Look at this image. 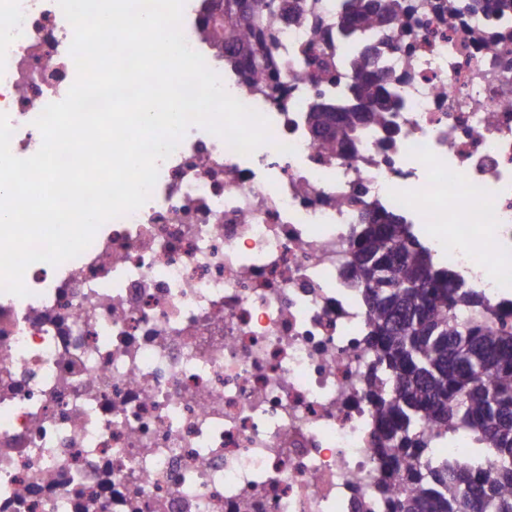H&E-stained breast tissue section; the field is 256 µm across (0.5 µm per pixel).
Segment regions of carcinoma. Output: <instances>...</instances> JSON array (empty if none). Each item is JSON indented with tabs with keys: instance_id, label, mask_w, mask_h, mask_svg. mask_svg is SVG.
I'll return each instance as SVG.
<instances>
[{
	"instance_id": "carcinoma-1",
	"label": "carcinoma",
	"mask_w": 512,
	"mask_h": 512,
	"mask_svg": "<svg viewBox=\"0 0 512 512\" xmlns=\"http://www.w3.org/2000/svg\"><path fill=\"white\" fill-rule=\"evenodd\" d=\"M224 27L237 52L224 64L259 89L276 73L270 43L289 0H227ZM311 5L314 36L334 42L380 45L371 29H392L410 11L408 0H343L336 32ZM397 78L377 71L357 78L330 101L333 112H309L320 148L332 152L359 128L391 129L390 113L403 101L390 91ZM348 271L361 284L372 328L366 344L368 398L391 447L379 489L388 512H512V333L483 310L461 278L435 263L410 224L395 216L360 224ZM469 430L491 448L495 476L480 478L479 462L424 464L433 430ZM398 479L405 493L391 494Z\"/></svg>"
}]
</instances>
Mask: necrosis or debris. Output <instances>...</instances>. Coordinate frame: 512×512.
<instances>
[{"label": "necrosis or debris", "instance_id": "necrosis-or-debris-1", "mask_svg": "<svg viewBox=\"0 0 512 512\" xmlns=\"http://www.w3.org/2000/svg\"><path fill=\"white\" fill-rule=\"evenodd\" d=\"M221 2L185 0L181 30L270 141L245 156L190 127L140 209L30 265L26 296L0 293V512H386L369 310L344 269L362 216L415 225L512 322V9L410 0L414 21L377 35L395 136L367 127L327 153L307 111L353 81L355 47L307 74L309 21L281 25L277 78L254 90L224 69ZM72 38L57 0H0L17 157L76 78ZM471 457L491 475L466 431L425 455Z\"/></svg>", "mask_w": 512, "mask_h": 512}]
</instances>
